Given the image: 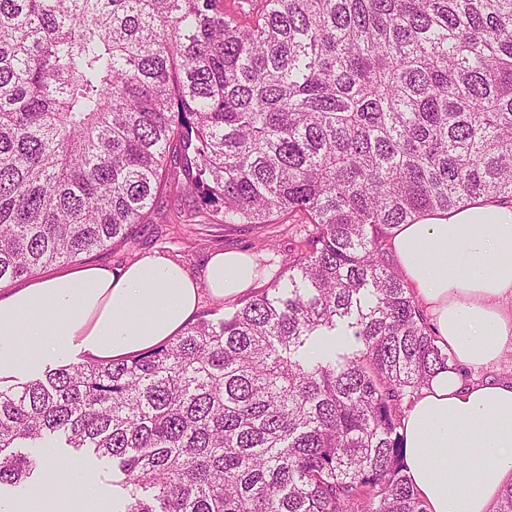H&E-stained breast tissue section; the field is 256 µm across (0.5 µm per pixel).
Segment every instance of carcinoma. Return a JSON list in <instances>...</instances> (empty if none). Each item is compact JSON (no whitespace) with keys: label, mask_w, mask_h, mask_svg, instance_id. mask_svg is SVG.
I'll list each match as a JSON object with an SVG mask.
<instances>
[{"label":"carcinoma","mask_w":512,"mask_h":512,"mask_svg":"<svg viewBox=\"0 0 512 512\" xmlns=\"http://www.w3.org/2000/svg\"><path fill=\"white\" fill-rule=\"evenodd\" d=\"M171 190L313 229L234 311L0 388V489L53 442L115 512H426L401 420L451 356L385 239L512 201V0H0V284Z\"/></svg>","instance_id":"cac0c4a2"}]
</instances>
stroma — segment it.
Masks as SVG:
<instances>
[{
  "label": "stroma",
  "mask_w": 512,
  "mask_h": 512,
  "mask_svg": "<svg viewBox=\"0 0 512 512\" xmlns=\"http://www.w3.org/2000/svg\"><path fill=\"white\" fill-rule=\"evenodd\" d=\"M184 200L172 194L159 199L148 223L139 225L131 243L111 246L83 256L82 265L119 271L147 254H160L182 265L195 279H203L209 255L224 250L250 254L259 269L257 287L270 283L282 269L288 256L299 248L305 227L288 219L272 224H181Z\"/></svg>",
  "instance_id": "35a3bbf8"
}]
</instances>
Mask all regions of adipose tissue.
<instances>
[{
	"instance_id": "adipose-tissue-1",
	"label": "adipose tissue",
	"mask_w": 512,
	"mask_h": 512,
	"mask_svg": "<svg viewBox=\"0 0 512 512\" xmlns=\"http://www.w3.org/2000/svg\"><path fill=\"white\" fill-rule=\"evenodd\" d=\"M391 253L453 357L402 420L406 473L427 512H495L512 485V379L473 380L463 372L512 349V203L400 225ZM255 269L244 252H217L199 282L154 254L117 273L78 267L15 290L0 297V384L80 356L119 359L150 350L184 327L201 290L235 297L253 284ZM44 461L69 497L97 500L90 470L60 469L49 454Z\"/></svg>"
}]
</instances>
